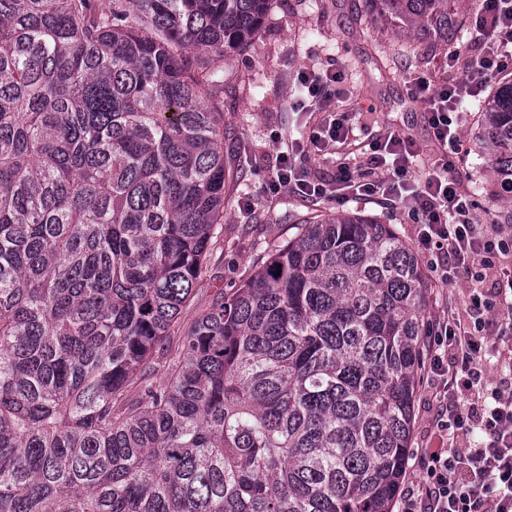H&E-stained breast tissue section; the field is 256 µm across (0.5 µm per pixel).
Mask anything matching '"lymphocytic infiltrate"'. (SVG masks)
<instances>
[{"label": "lymphocytic infiltrate", "mask_w": 512, "mask_h": 512, "mask_svg": "<svg viewBox=\"0 0 512 512\" xmlns=\"http://www.w3.org/2000/svg\"><path fill=\"white\" fill-rule=\"evenodd\" d=\"M473 27L475 38L448 53L449 63L462 64V77L448 83L417 77L408 85L443 152L423 177L410 176L411 160L418 154L415 142L391 130L369 143L360 180H353L342 160L332 182L314 179L297 163L296 151L287 150L277 155L266 186L271 193L286 190L310 199L351 191L408 204L418 226L415 245L440 280L453 275L479 282L487 271L497 272L490 291L471 294L472 316L451 317L431 328L423 378L433 384L437 433L449 444L421 449L424 477L416 488L401 491V512H512V387L482 381L489 329L502 320L512 328V267L498 265L501 256L512 255V226L480 231L474 204L458 187L453 162L461 150V102L480 98L491 77L512 70V0H482ZM343 81L333 68L307 70L300 77L318 106L339 97ZM445 348L452 350L461 375H449L444 368ZM475 432L481 433V443L456 446V438Z\"/></svg>", "instance_id": "f902f5d3"}]
</instances>
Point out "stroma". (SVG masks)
<instances>
[{
  "instance_id": "obj_1",
  "label": "stroma",
  "mask_w": 512,
  "mask_h": 512,
  "mask_svg": "<svg viewBox=\"0 0 512 512\" xmlns=\"http://www.w3.org/2000/svg\"><path fill=\"white\" fill-rule=\"evenodd\" d=\"M216 68L224 77V160L238 176L224 186V252L213 255L194 300L183 309V326L209 308L218 292H231L251 273L257 243L287 238L292 224L311 210L374 215L405 242H413L417 226L406 205L393 207L380 198L357 195L311 200L283 191L272 197L265 182L283 145L307 141L314 127L337 112L346 113L355 137L342 147L329 145L303 155L301 162L312 176L331 179L337 154L357 152L359 143L392 128L417 142L420 155L412 173H425L437 154L421 105L408 97V81L416 74L447 81L460 77L461 68L447 67L445 49L395 40L368 0H273L252 43ZM306 68H336L346 75L341 96L326 111L288 105L297 74ZM485 105L482 99L462 104L463 146L456 170L475 204L478 223L494 224L512 214V204L497 195L480 142ZM429 283V322L450 313L466 317L473 281L460 278L447 284L433 275Z\"/></svg>"
}]
</instances>
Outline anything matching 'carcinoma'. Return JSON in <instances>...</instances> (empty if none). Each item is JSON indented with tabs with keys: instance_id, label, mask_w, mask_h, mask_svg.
<instances>
[{
	"instance_id": "carcinoma-1",
	"label": "carcinoma",
	"mask_w": 512,
	"mask_h": 512,
	"mask_svg": "<svg viewBox=\"0 0 512 512\" xmlns=\"http://www.w3.org/2000/svg\"><path fill=\"white\" fill-rule=\"evenodd\" d=\"M271 2L0 0V512H393L430 323L390 225L304 219L166 347L233 176L209 63ZM369 2L462 30L464 0ZM482 139L512 201V81Z\"/></svg>"
}]
</instances>
